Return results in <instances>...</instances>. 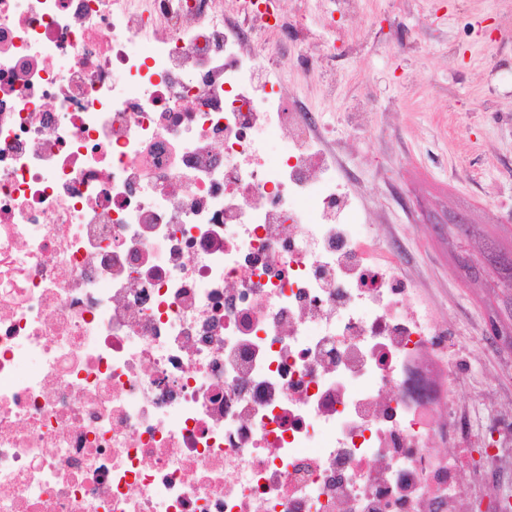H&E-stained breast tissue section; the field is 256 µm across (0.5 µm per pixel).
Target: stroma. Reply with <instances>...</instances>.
Returning a JSON list of instances; mask_svg holds the SVG:
<instances>
[{"mask_svg": "<svg viewBox=\"0 0 512 512\" xmlns=\"http://www.w3.org/2000/svg\"><path fill=\"white\" fill-rule=\"evenodd\" d=\"M364 12L355 42L335 21L333 97L297 67L271 79L322 113L361 232L397 246L437 319L475 345L460 363L472 426L512 430V288L485 263L492 250L512 255V0H365ZM297 13L310 36L290 52L321 55L327 10L287 0L284 16ZM366 97L373 127L356 132L346 112ZM454 214L470 232L449 229Z\"/></svg>", "mask_w": 512, "mask_h": 512, "instance_id": "obj_1", "label": "stroma"}]
</instances>
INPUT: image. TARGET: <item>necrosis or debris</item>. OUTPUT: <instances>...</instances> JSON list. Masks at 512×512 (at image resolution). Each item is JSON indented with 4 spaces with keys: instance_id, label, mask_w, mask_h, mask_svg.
<instances>
[{
    "instance_id": "obj_1",
    "label": "necrosis or debris",
    "mask_w": 512,
    "mask_h": 512,
    "mask_svg": "<svg viewBox=\"0 0 512 512\" xmlns=\"http://www.w3.org/2000/svg\"><path fill=\"white\" fill-rule=\"evenodd\" d=\"M236 13L0 0V512H512L447 325L264 78L281 13Z\"/></svg>"
}]
</instances>
